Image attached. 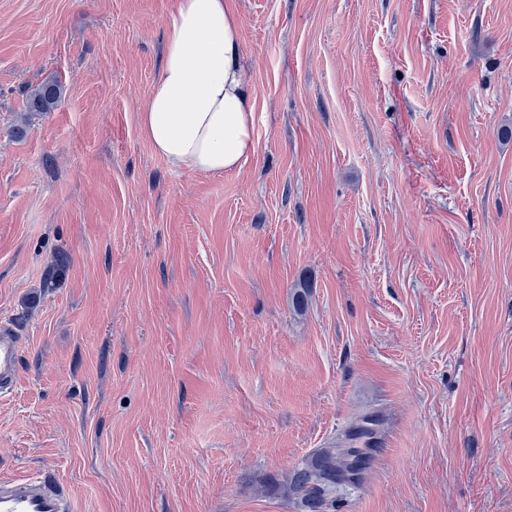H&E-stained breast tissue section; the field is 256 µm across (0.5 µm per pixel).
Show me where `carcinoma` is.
I'll return each mask as SVG.
<instances>
[{"mask_svg": "<svg viewBox=\"0 0 512 512\" xmlns=\"http://www.w3.org/2000/svg\"><path fill=\"white\" fill-rule=\"evenodd\" d=\"M63 93V85L56 78H48L30 88L24 100V118L13 134H26V126L32 119L51 112ZM347 457L342 449L322 448L314 458L299 468L291 481L290 491L301 495L309 504L311 512L320 508L326 493L336 487V473L348 468Z\"/></svg>", "mask_w": 512, "mask_h": 512, "instance_id": "cac0c4a2", "label": "carcinoma"}]
</instances>
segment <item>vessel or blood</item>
<instances>
[{
	"label": "vessel or blood",
	"mask_w": 512,
	"mask_h": 512,
	"mask_svg": "<svg viewBox=\"0 0 512 512\" xmlns=\"http://www.w3.org/2000/svg\"><path fill=\"white\" fill-rule=\"evenodd\" d=\"M19 345L16 329L0 325V395L11 390L17 379ZM0 512H72L69 498L49 476L0 483Z\"/></svg>",
	"instance_id": "obj_1"
}]
</instances>
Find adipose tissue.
<instances>
[{
  "instance_id": "1",
  "label": "adipose tissue",
  "mask_w": 512,
  "mask_h": 512,
  "mask_svg": "<svg viewBox=\"0 0 512 512\" xmlns=\"http://www.w3.org/2000/svg\"><path fill=\"white\" fill-rule=\"evenodd\" d=\"M254 99L230 0H178L162 75L139 114L155 153L188 171L241 168L256 151Z\"/></svg>"
}]
</instances>
